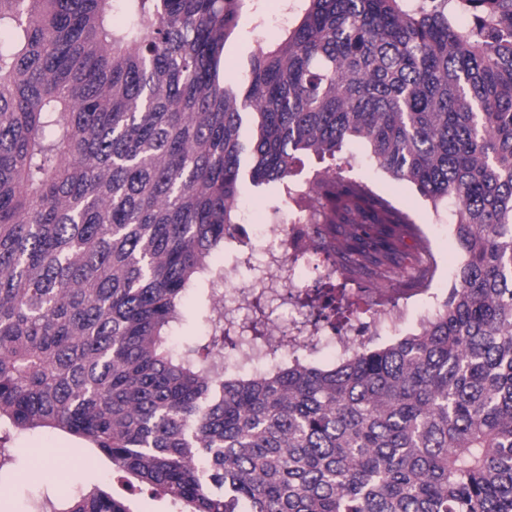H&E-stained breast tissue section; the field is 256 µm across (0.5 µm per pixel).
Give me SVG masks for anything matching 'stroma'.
<instances>
[{
	"label": "stroma",
	"mask_w": 512,
	"mask_h": 512,
	"mask_svg": "<svg viewBox=\"0 0 512 512\" xmlns=\"http://www.w3.org/2000/svg\"><path fill=\"white\" fill-rule=\"evenodd\" d=\"M282 0H249L238 19V25L224 47V66L234 75H244L251 56L269 47L279 37V30L269 27L272 14L282 12ZM336 164L345 176L367 184L374 192L387 197L400 211L407 213L419 229L430 231L438 269L433 278L436 290L406 293L399 289L382 290V298L392 303H407V323L381 336L369 337L376 348L416 332L422 315L433 311V298H446L452 284L448 272L462 260L453 224L454 202L433 205L416 188L394 179L371 160L362 142H346L336 154ZM249 208L251 221L263 224L287 220L288 202L269 197L264 188L243 181L239 198ZM182 319L171 330L170 344L178 348L209 336L215 317L211 309L208 284L190 290L182 300ZM13 447L23 449V456L0 473V512H33L44 495L67 493L76 498L90 488H117L112 465L87 444L65 432L52 429L12 430Z\"/></svg>",
	"instance_id": "1"
}]
</instances>
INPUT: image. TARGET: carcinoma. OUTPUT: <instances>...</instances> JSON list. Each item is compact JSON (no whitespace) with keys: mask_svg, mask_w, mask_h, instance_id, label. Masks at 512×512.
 Masks as SVG:
<instances>
[{"mask_svg":"<svg viewBox=\"0 0 512 512\" xmlns=\"http://www.w3.org/2000/svg\"><path fill=\"white\" fill-rule=\"evenodd\" d=\"M301 2L230 83L246 0H0V423L79 436L180 512H512V0ZM352 138L455 200L442 307L329 367L173 350L246 176L341 272L425 285L408 214L333 165L296 179ZM38 508L132 512L99 487Z\"/></svg>","mask_w":512,"mask_h":512,"instance_id":"obj_1","label":"carcinoma"}]
</instances>
